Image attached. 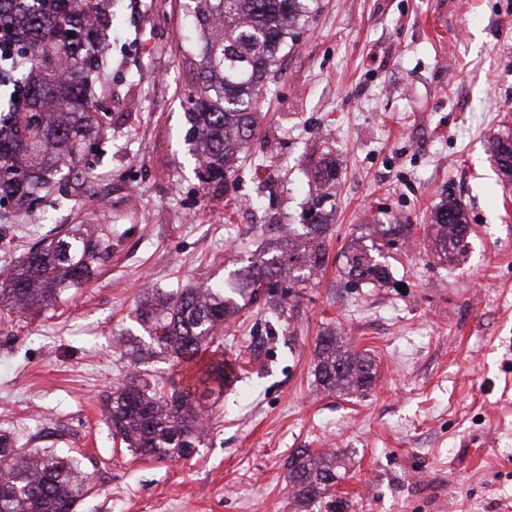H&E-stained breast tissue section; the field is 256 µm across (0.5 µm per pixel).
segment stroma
I'll return each instance as SVG.
<instances>
[{"mask_svg": "<svg viewBox=\"0 0 512 512\" xmlns=\"http://www.w3.org/2000/svg\"><path fill=\"white\" fill-rule=\"evenodd\" d=\"M184 3L112 0L125 23L87 181L59 209L0 211L12 263L61 224L112 240L53 309L0 314V432L86 457L77 512H297L286 462L300 448L336 449L346 468L311 512H512V183L489 161L492 138L512 135V0H320L246 153L211 185L185 141L198 71ZM325 154L339 165L329 260L279 319L259 303L225 326L238 380L205 401L198 454L157 462L114 444L102 399L132 370L118 341L142 333L141 293L223 282L265 225L304 223ZM449 193L471 232L443 263L425 229ZM380 224L410 227L386 250L389 283L348 285L337 253ZM330 332L374 357L365 394L318 388L315 344Z\"/></svg>", "mask_w": 512, "mask_h": 512, "instance_id": "1", "label": "stroma"}]
</instances>
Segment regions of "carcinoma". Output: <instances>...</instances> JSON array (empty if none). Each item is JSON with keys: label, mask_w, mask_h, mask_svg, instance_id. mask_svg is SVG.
<instances>
[{"label": "carcinoma", "mask_w": 512, "mask_h": 512, "mask_svg": "<svg viewBox=\"0 0 512 512\" xmlns=\"http://www.w3.org/2000/svg\"><path fill=\"white\" fill-rule=\"evenodd\" d=\"M319 0H192L188 43L202 79L188 95L187 140L203 182L221 183L235 170L256 128L255 111L278 55L295 40ZM121 25L112 0H0V204L56 207L70 196L73 181L87 177V141L103 122L89 108L106 85L88 76L107 70L105 39ZM491 158L512 180V137L498 138ZM337 177L327 160L315 183ZM310 224L266 225L268 249L229 274L222 284L172 291L146 289L137 308L144 339L124 354L137 363L165 356L164 375L148 380L135 371L103 400L113 442L155 461L188 459L205 441L202 400L224 392L231 380L224 360V323L263 292L288 281L299 287L326 263L322 215ZM431 237L439 260L463 254L470 225L461 203L450 196L432 212ZM381 239L349 242L337 260L348 283H389L380 261L404 224L380 229ZM112 251L108 237L61 225L39 237L26 256L0 270V306L12 314L40 313L67 290L95 274ZM314 375L318 385L345 395L362 393L376 378L373 359L352 350L342 337H319ZM288 486L308 509L342 479L338 453L301 448L286 463ZM90 491V472L75 453L42 448L23 453L0 433V512H77Z\"/></svg>", "instance_id": "1"}]
</instances>
